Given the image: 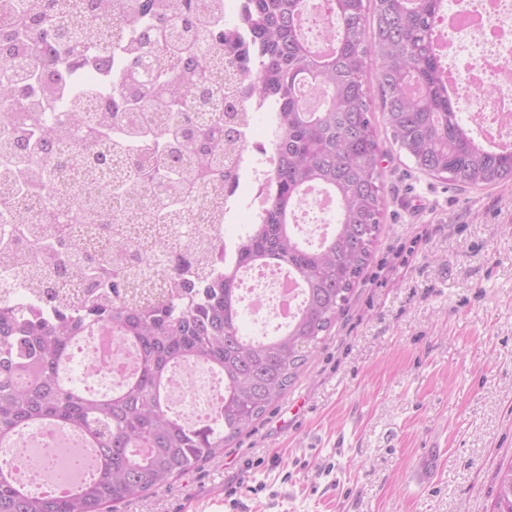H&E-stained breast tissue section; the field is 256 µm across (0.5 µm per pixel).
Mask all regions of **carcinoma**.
Returning <instances> with one entry per match:
<instances>
[{"mask_svg": "<svg viewBox=\"0 0 512 512\" xmlns=\"http://www.w3.org/2000/svg\"><path fill=\"white\" fill-rule=\"evenodd\" d=\"M108 0H17L0 30V111L25 113L0 127V159L33 176L13 183L0 208L34 194L56 202L36 218L57 234L17 237L43 264L27 270L47 298L81 272L69 310L27 317L0 299V448L48 424L96 448L95 475L63 493L37 492L0 462V512H112L170 486L224 455L287 390L313 355L360 279L385 206L382 156L364 88L368 62L394 144L419 171L462 188L512 180V149L484 146L460 117L438 51L442 0H322L331 22L327 50L308 43L301 20L310 0H243L236 23L203 15L201 0H124L137 18L131 47L105 37L85 48L88 21ZM251 50H241L239 33ZM26 57L19 72L11 59ZM276 113L275 166L259 223L213 269L179 250L173 286L142 273L145 246L126 245L112 264V225L126 202L143 201L155 224L183 218L199 197L237 180L242 94ZM335 202V224L305 244L291 218L310 187ZM92 221L107 243L89 250L69 225ZM288 269L302 302L287 325L261 341L244 328L238 280L244 268ZM137 352V368L110 392L65 374L78 340L101 328ZM203 363L224 380L211 416L190 425L170 411L167 384L179 364ZM492 512H512V465L498 471Z\"/></svg>", "mask_w": 512, "mask_h": 512, "instance_id": "cac0c4a2", "label": "carcinoma"}]
</instances>
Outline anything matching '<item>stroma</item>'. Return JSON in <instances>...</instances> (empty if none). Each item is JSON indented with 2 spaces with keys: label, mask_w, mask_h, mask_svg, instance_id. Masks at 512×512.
<instances>
[{
  "label": "stroma",
  "mask_w": 512,
  "mask_h": 512,
  "mask_svg": "<svg viewBox=\"0 0 512 512\" xmlns=\"http://www.w3.org/2000/svg\"><path fill=\"white\" fill-rule=\"evenodd\" d=\"M372 121L385 207L346 311L223 456L116 512H488L512 463V182L427 176Z\"/></svg>",
  "instance_id": "stroma-1"
}]
</instances>
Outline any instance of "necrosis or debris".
<instances>
[{"mask_svg":"<svg viewBox=\"0 0 512 512\" xmlns=\"http://www.w3.org/2000/svg\"><path fill=\"white\" fill-rule=\"evenodd\" d=\"M512 0H458L452 13L449 32L451 42L460 37L470 40L469 62L453 77L464 104L474 105L478 128L489 125L494 113L512 111V21L506 13ZM239 175L231 190L209 198L190 216L191 223L215 244L230 251L223 224L215 223V213L225 221L234 220L239 197L259 201L266 192L274 164L273 140L257 138L247 132L239 143ZM330 203L318 190L307 193L296 210L292 223L308 240L315 241L327 233L319 216L328 213ZM240 299L253 325V336L265 338L269 324L283 325L284 309H297L301 294L290 290L285 271L276 267L244 269L239 278ZM83 381L91 390L118 386L136 366L131 347L118 345L111 335L96 332L84 337L78 347ZM224 391V381L206 366L175 368L169 378V405L172 411L190 423L205 420ZM19 478L37 491H64L76 485L85 474L86 456L72 432L42 427L20 435L15 444L0 452Z\"/></svg>","mask_w":512,"mask_h":512,"instance_id":"4bbe7bcc","label":"necrosis or debris"}]
</instances>
